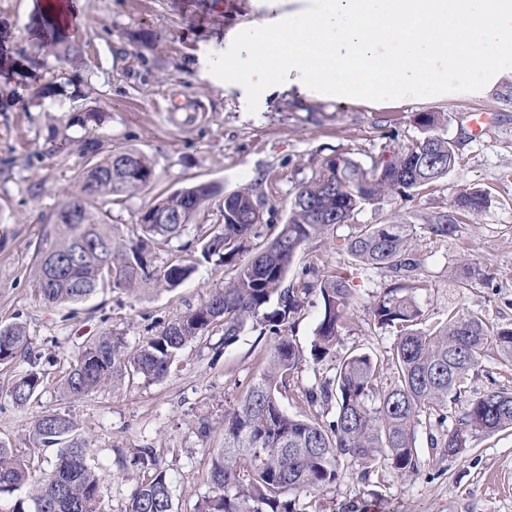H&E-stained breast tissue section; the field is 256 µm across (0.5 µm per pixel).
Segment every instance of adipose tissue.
<instances>
[{
  "label": "adipose tissue",
  "mask_w": 512,
  "mask_h": 512,
  "mask_svg": "<svg viewBox=\"0 0 512 512\" xmlns=\"http://www.w3.org/2000/svg\"><path fill=\"white\" fill-rule=\"evenodd\" d=\"M193 69L250 104L292 93L382 108L427 85L479 96L512 80V0H258Z\"/></svg>",
  "instance_id": "1"
}]
</instances>
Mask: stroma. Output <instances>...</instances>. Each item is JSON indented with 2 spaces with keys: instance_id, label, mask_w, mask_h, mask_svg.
<instances>
[{
  "instance_id": "35a3bbf8",
  "label": "stroma",
  "mask_w": 512,
  "mask_h": 512,
  "mask_svg": "<svg viewBox=\"0 0 512 512\" xmlns=\"http://www.w3.org/2000/svg\"><path fill=\"white\" fill-rule=\"evenodd\" d=\"M42 3L0 0V64L14 69L12 79L0 84V324L25 323L34 353L48 368L38 398L21 408L9 388L28 365L20 360L0 365V439L36 472L51 471L55 455L34 447L33 420L46 410L66 413L90 448L104 512H126L141 472L121 466L118 457L144 447L155 449L172 481L176 512H194L210 489L212 451L224 441V412L266 367L274 343L272 334L249 324L233 345L221 349L216 331L187 345L161 380L125 381L76 401L63 393L62 376L88 336L109 328L136 347L229 279L223 267L203 261L169 291L150 283L133 291L108 287L75 309L37 300L33 257L44 223L77 190L84 163L77 142L86 129L75 118L91 109L104 114L93 131L106 147L137 151L151 161L156 191L199 181L217 183L225 192L256 185L266 239L286 221L295 186L309 179L325 156L339 153L369 164L384 150L422 138L413 115L444 113L438 132L456 140V166L436 183L365 205L347 223L306 242L284 285L298 287L312 263L344 277L353 307L341 353L388 360L396 332L374 325L370 306L395 278L388 269L355 262L341 248L344 239L362 224L397 218L418 223L447 210L454 193L477 188L488 192L491 203L480 214L463 217L454 236L417 231L416 275L428 284L417 295L420 326L447 320L452 309L512 323V98L505 95L506 85L483 97L448 100L434 99L423 87L409 102L380 109L284 96L266 110L243 112L234 94L196 77L190 64L210 41H223L229 26L260 22L264 11L254 0H79V22L70 33L83 44L84 55L73 62L55 60L40 48L35 29ZM47 84L54 95L32 102L31 89ZM478 113L489 114L490 121L477 132L471 121ZM54 129L73 139L70 150L54 151L49 140ZM150 200L147 193L100 199L118 240L132 238ZM223 208L222 196L208 201L180 237L154 250L153 267L195 249L198 235L223 224ZM468 262L479 263L492 285L450 287L457 266ZM319 315V299L310 296L289 330L306 353L280 396L291 414H308L301 391L332 366L331 359L316 362L308 356ZM496 388L512 390V364L492 349L471 373L467 392L449 402V416ZM440 430L433 418L418 425L416 473L378 469L363 480L358 465L344 464L336 483L310 495L311 512H343L352 501L366 503L367 512H512V431L468 435L463 451L449 458L430 445Z\"/></svg>"
}]
</instances>
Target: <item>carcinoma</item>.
I'll return each instance as SVG.
<instances>
[{"label": "carcinoma", "mask_w": 512, "mask_h": 512, "mask_svg": "<svg viewBox=\"0 0 512 512\" xmlns=\"http://www.w3.org/2000/svg\"><path fill=\"white\" fill-rule=\"evenodd\" d=\"M43 36L60 60L82 55L81 43L67 31L41 18ZM413 122L424 137L400 146L380 163L364 167L341 154L322 159L319 168L294 192L288 220L258 253L239 262L261 236V224L251 221L263 202L247 186L224 195V224L199 239L201 256L230 271L227 286L198 307L176 316L138 348H128L110 329L87 340L79 358L70 364L62 388L73 399L138 375L163 379L180 351L189 343L223 330L224 346L232 345L248 322L268 327L276 335L269 364L250 384L243 399L224 413V446L217 449L210 468V493L195 512H308L301 494L336 482L341 465L357 462L367 469L389 465L402 476L417 471L416 430L424 414L448 419V399L467 392L469 374L482 364L489 347L512 361V325L488 322L464 310L448 311V319L429 330L419 328L422 309L416 292L426 288L413 276L419 263L411 248L415 224H362L339 248L365 266L387 268L408 279L384 291L371 306L373 323L396 329L389 382H383L381 362L368 353L339 358L333 374L304 389L310 405L334 404L332 413L291 416L281 407L278 393L287 386L303 360L287 336L308 297L317 293L321 316L310 354L321 362L337 352L349 321L353 295L342 277L322 274L296 288H284L289 267L309 240L347 223L364 205L393 193L418 189L444 178L458 154L448 139L437 134L444 123L440 112H419ZM85 164L77 174L76 195L64 201L44 224L35 264V291L47 306L80 304L111 286L129 290L139 282L158 281L173 289L190 277L195 263L186 259L149 272L147 245L167 243L180 236L201 207L221 194L220 186L201 182L153 197L139 216L136 239L121 243L112 236L109 213L94 201L114 193L149 191L154 168L141 153L106 150L97 137L80 145ZM489 197L482 190H461L448 211L424 220L436 237L454 235L460 216L480 213ZM483 280L480 269L464 265L456 287L468 288ZM22 359L29 368L17 378L11 397L26 406L41 393L45 372L38 367L21 322L0 325V364ZM512 430V392L491 390L473 400L452 427L430 437L433 448L455 456L467 436ZM38 448L57 449V463L30 481V467L8 443L0 440V495L32 483L30 500L19 499L12 512H103L99 481L89 464L87 442L77 434L73 419L44 411L31 427ZM132 464L143 470L126 512H174L170 479L154 450L139 448Z\"/></svg>", "instance_id": "obj_1"}]
</instances>
